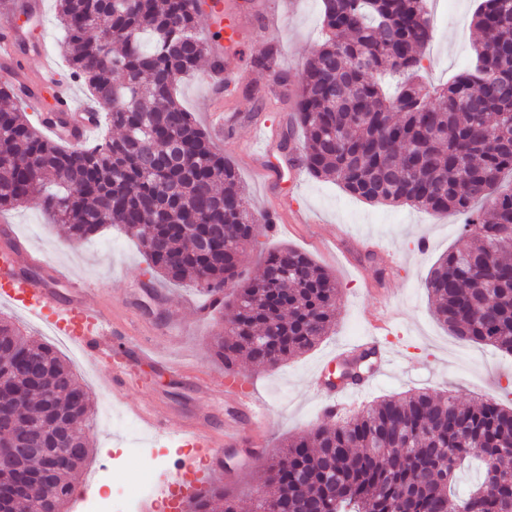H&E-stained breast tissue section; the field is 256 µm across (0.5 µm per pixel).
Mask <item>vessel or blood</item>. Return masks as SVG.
<instances>
[{
  "label": "vessel or blood",
  "mask_w": 512,
  "mask_h": 512,
  "mask_svg": "<svg viewBox=\"0 0 512 512\" xmlns=\"http://www.w3.org/2000/svg\"><path fill=\"white\" fill-rule=\"evenodd\" d=\"M12 16H0V62L19 67L28 52L12 25ZM235 45L236 34L232 31L225 32L223 38L210 39L207 45L211 59L207 75L213 93L224 89V57L233 53ZM39 60L41 66L36 78L26 82L31 110L60 115L76 111L68 86L54 78L55 59L43 53ZM0 297L41 316L54 332L81 345L94 363L110 364L111 373L103 378L102 384L112 390L130 386L134 381L132 369L139 363L188 380L198 394H207L211 388V378L205 370L168 362L145 349L126 327L113 323L103 304L89 302L86 288L69 279L60 269H52L46 279L28 275L20 250L0 251ZM225 398L228 416L220 427L197 416H161L150 405L134 407L136 417L156 435L176 438L194 447V454L185 456L183 462L195 468L199 476L195 486L183 485L175 479L169 481L160 491V501H142L140 512H157L161 505L167 512H186L188 504L201 493L203 484L209 483L221 470L225 448L240 443L247 428L261 426L262 419L250 392L231 383L225 389Z\"/></svg>",
  "instance_id": "b4317fda"
}]
</instances>
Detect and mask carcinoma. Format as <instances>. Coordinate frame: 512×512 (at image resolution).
Here are the masks:
<instances>
[{
	"label": "carcinoma",
	"mask_w": 512,
	"mask_h": 512,
	"mask_svg": "<svg viewBox=\"0 0 512 512\" xmlns=\"http://www.w3.org/2000/svg\"><path fill=\"white\" fill-rule=\"evenodd\" d=\"M70 77L102 108L106 134L93 146L50 139L24 110L22 90L0 88V211L33 195L68 237L106 224L137 238L153 273L193 280L208 295L240 274L225 249L245 248L261 224L234 165L175 98L179 79L206 54L192 0H57ZM473 58L444 87L418 80L432 39L426 0H323L324 40L296 88L274 73L302 132L297 160L370 203L468 215L476 242L448 251L426 281L437 320L458 339L512 354V0H480ZM228 225L231 236L217 234ZM338 288L310 257L283 246L263 273L238 285L230 326L212 354L274 369L312 349L334 325ZM281 336L264 345L269 326ZM0 408L26 427L20 445L44 452L0 467L8 485L44 468L55 493L34 512H65L85 461L89 395L53 348L0 318ZM495 461L464 497L452 484L471 449ZM253 512H512V408L463 403L451 393L385 398L354 417L287 441L256 486ZM188 512H237L233 494L211 485Z\"/></svg>",
	"instance_id": "obj_1"
}]
</instances>
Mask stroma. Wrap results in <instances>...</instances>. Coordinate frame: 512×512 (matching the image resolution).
I'll use <instances>...</instances> for the list:
<instances>
[{"label": "stroma", "mask_w": 512, "mask_h": 512, "mask_svg": "<svg viewBox=\"0 0 512 512\" xmlns=\"http://www.w3.org/2000/svg\"><path fill=\"white\" fill-rule=\"evenodd\" d=\"M276 2L222 0L225 25L240 32L237 52L224 60L228 95L212 98L200 70L177 87L178 99L198 125H205L210 110L229 118L223 134H211L210 139L235 165L253 208L267 209L274 217L275 230L260 234L247 246L239 267L241 279L259 276L267 253L285 244L326 269L339 288L336 325L330 336L276 369L258 368L245 360L235 368L246 384L254 386L268 414L262 454L246 444L224 450L230 469L218 479L234 495L239 512H251L254 474L283 441L321 424L319 397L310 380L326 355L374 335L372 316L379 306H388L394 315L391 334L377 337L381 354L392 355L393 361L372 365L374 381L354 396L357 406L412 391L451 390L465 402L491 400L512 407V355L452 336L434 317L425 288L438 259L466 245L461 234L464 216L356 199L337 184L312 177L279 150L278 135L287 124L290 108L278 100L273 71L253 67L252 60L274 47L276 69L298 79L321 36L323 3L288 0L287 26L255 38ZM478 3L430 0L433 37L425 60L428 86L447 84L471 57L478 37L471 21ZM56 16L55 0H43L42 19L26 22L25 27L60 59L62 35ZM56 79L71 84L77 104L86 103V86L71 82L61 59ZM268 169L276 171L275 180L264 181ZM299 211L304 212L306 223H297ZM0 217L27 247L29 267H36L38 257L44 256L68 269L89 288V301L106 302L113 319L138 339L166 348L174 361L204 368L211 376L212 390L203 397L184 380L145 364L137 366V384L111 398L118 416L132 421L134 405L151 404L166 414L191 412L223 423L225 369L213 357L210 340L230 318L229 308L198 317L196 308L206 303V295L188 280L157 284L137 240L122 228L110 226L90 239L69 240L63 225L53 222L38 197ZM87 436L88 459L75 486L91 493L89 479L98 469L138 481L140 458L125 455L128 443L122 433L104 430L93 418Z\"/></svg>", "instance_id": "stroma-1"}]
</instances>
